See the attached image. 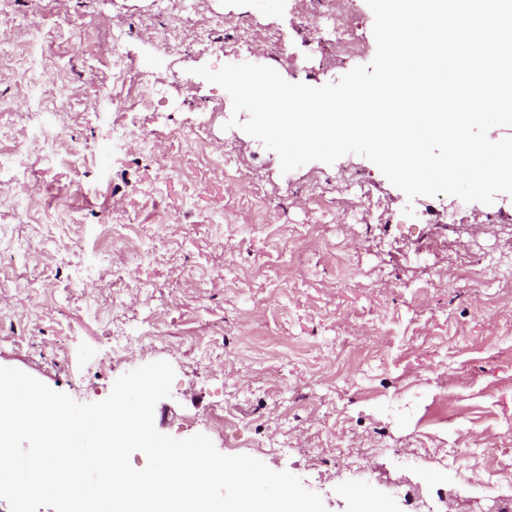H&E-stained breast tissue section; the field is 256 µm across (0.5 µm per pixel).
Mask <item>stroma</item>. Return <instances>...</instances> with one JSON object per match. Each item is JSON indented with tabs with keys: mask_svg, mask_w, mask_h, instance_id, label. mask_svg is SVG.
<instances>
[{
	"mask_svg": "<svg viewBox=\"0 0 512 512\" xmlns=\"http://www.w3.org/2000/svg\"><path fill=\"white\" fill-rule=\"evenodd\" d=\"M241 20L272 25L299 59L286 81L320 87L352 68L312 61L288 0H0V168L28 155L0 183V366L91 403L165 360L160 433L289 471L327 512H512V280L456 276L460 252L512 265V195L452 224L449 196L407 199L362 156L285 174L258 139H227L228 94L194 70L240 63L235 39L207 34ZM142 74L152 95L131 115ZM202 123L212 156L263 173V216L179 138ZM345 166L369 176L383 218L342 223L341 183L319 210L303 195L309 175ZM305 224L322 249L290 285L267 277ZM439 232L455 251H421Z\"/></svg>",
	"mask_w": 512,
	"mask_h": 512,
	"instance_id": "1",
	"label": "stroma"
}]
</instances>
